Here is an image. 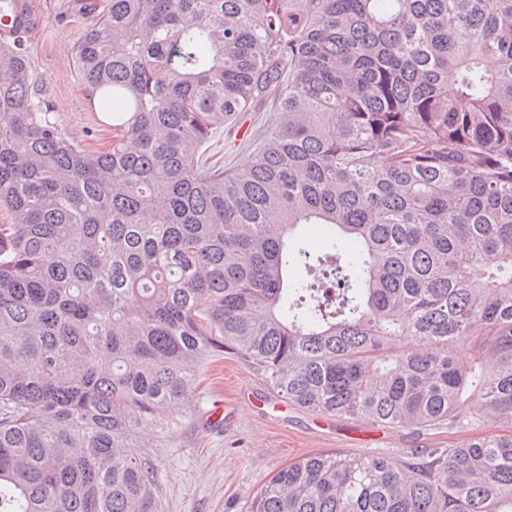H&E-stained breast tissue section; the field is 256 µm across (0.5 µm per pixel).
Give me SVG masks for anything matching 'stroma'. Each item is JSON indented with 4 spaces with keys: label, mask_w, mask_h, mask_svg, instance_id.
Returning <instances> with one entry per match:
<instances>
[{
    "label": "stroma",
    "mask_w": 512,
    "mask_h": 512,
    "mask_svg": "<svg viewBox=\"0 0 512 512\" xmlns=\"http://www.w3.org/2000/svg\"><path fill=\"white\" fill-rule=\"evenodd\" d=\"M41 19L28 49L37 97L66 136L88 152L104 150L112 129L87 104L74 68V49L90 19L73 0H34ZM278 101L240 113L219 129L212 153L225 169L240 165L277 115ZM184 396L178 426L144 429L147 455L160 475L158 512H247L274 473L307 455L336 452L399 455L412 448H448L465 431L445 427L414 433L366 422L321 417L278 396L240 356L203 357Z\"/></svg>",
    "instance_id": "1"
}]
</instances>
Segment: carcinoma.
Wrapping results in <instances>:
<instances>
[{
    "mask_svg": "<svg viewBox=\"0 0 512 512\" xmlns=\"http://www.w3.org/2000/svg\"><path fill=\"white\" fill-rule=\"evenodd\" d=\"M88 12L101 153L0 42V512H155L139 428L226 349L323 417L512 430V0ZM271 93L248 158L211 161ZM247 512H512V433L302 457ZM278 101L274 95L268 96L260 106L249 112H241L236 118L224 122L212 146L213 159L224 164V170L240 165L250 149L262 138L267 126L278 115ZM304 246L312 252H320L328 248L330 239L327 229L320 225L308 226L302 233Z\"/></svg>",
    "mask_w": 512,
    "mask_h": 512,
    "instance_id": "cac0c4a2",
    "label": "carcinoma"
}]
</instances>
